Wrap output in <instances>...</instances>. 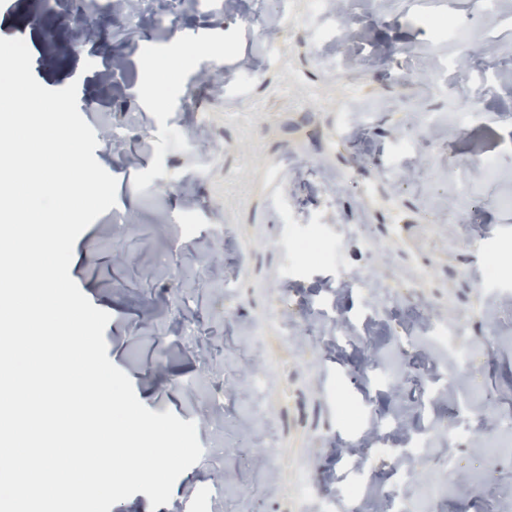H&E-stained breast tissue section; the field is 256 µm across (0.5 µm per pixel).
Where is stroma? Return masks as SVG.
<instances>
[{
	"mask_svg": "<svg viewBox=\"0 0 512 512\" xmlns=\"http://www.w3.org/2000/svg\"><path fill=\"white\" fill-rule=\"evenodd\" d=\"M163 2L132 18L111 0L0 11V38L24 40L42 86L76 84L117 180L70 265L110 316L108 357L143 405L194 421L202 446L168 504L138 493L110 512H372L346 493L358 481L404 496L405 512H501L512 278L489 284L484 269L512 270V79L488 65L512 69V0L496 16L483 0H347V35L321 60L315 30L288 17L297 0ZM435 9L456 14L455 31L424 25ZM476 38L497 54L473 55L451 89L433 82ZM179 43L210 52L157 99L145 63ZM340 70L368 90L359 133L338 128ZM402 136L408 172L392 150ZM477 157L497 176L471 173ZM312 224L337 242L333 263L291 253ZM435 325L466 334L440 340ZM344 402L361 424L344 422ZM308 484L319 494L304 501Z\"/></svg>",
	"mask_w": 512,
	"mask_h": 512,
	"instance_id": "obj_1",
	"label": "stroma"
}]
</instances>
